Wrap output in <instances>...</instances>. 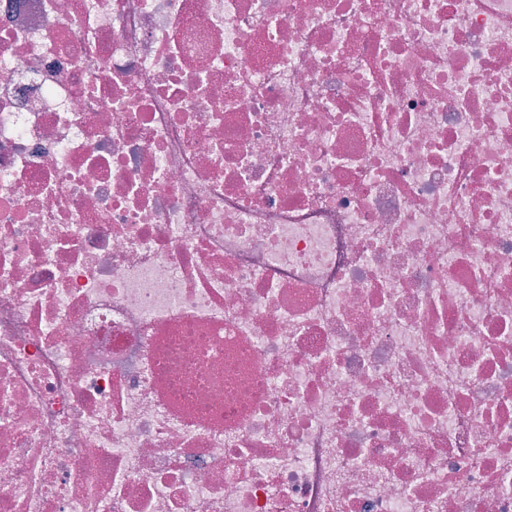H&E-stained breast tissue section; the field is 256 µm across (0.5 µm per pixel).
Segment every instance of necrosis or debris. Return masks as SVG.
Listing matches in <instances>:
<instances>
[{
  "label": "necrosis or debris",
  "instance_id": "obj_1",
  "mask_svg": "<svg viewBox=\"0 0 512 512\" xmlns=\"http://www.w3.org/2000/svg\"><path fill=\"white\" fill-rule=\"evenodd\" d=\"M0 512H512V0H0Z\"/></svg>",
  "mask_w": 512,
  "mask_h": 512
}]
</instances>
